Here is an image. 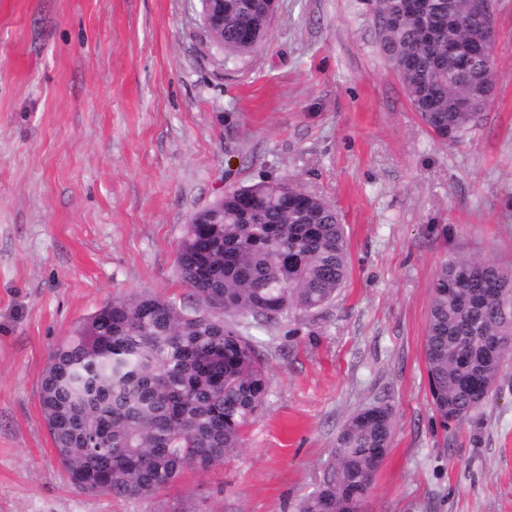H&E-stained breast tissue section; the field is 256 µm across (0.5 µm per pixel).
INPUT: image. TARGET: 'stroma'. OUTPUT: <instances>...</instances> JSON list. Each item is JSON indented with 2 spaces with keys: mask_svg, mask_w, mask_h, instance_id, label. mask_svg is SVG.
Here are the masks:
<instances>
[{
  "mask_svg": "<svg viewBox=\"0 0 512 512\" xmlns=\"http://www.w3.org/2000/svg\"><path fill=\"white\" fill-rule=\"evenodd\" d=\"M494 4L496 88L448 145L363 0H277L233 58L203 39L199 0H0V512H295L375 405L394 431L362 512H512V360L445 429L423 357L439 264L512 267V0ZM267 177L335 205L343 288L256 331L269 389L224 464L147 502L75 490L39 408L51 350L109 300L182 297L184 224Z\"/></svg>",
  "mask_w": 512,
  "mask_h": 512,
  "instance_id": "obj_1",
  "label": "stroma"
}]
</instances>
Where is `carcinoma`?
Segmentation results:
<instances>
[{"label": "carcinoma", "mask_w": 512, "mask_h": 512, "mask_svg": "<svg viewBox=\"0 0 512 512\" xmlns=\"http://www.w3.org/2000/svg\"><path fill=\"white\" fill-rule=\"evenodd\" d=\"M457 0H379L371 16L380 52L412 108L436 137L457 143L484 112L495 71L448 44L470 31L448 22ZM263 0H224L229 55L253 51L268 31ZM463 93L476 104L458 112ZM176 271L180 300L147 293L106 302L57 345L42 372L39 407L53 450L83 493L148 501L193 469L206 472L242 447L268 389L263 330L295 311L330 303L348 277V243L322 194L277 180L230 189L184 227ZM512 269L485 259L440 263L431 289L424 361L443 426L461 425L495 393L512 351ZM387 408L351 415L332 462L298 512H361L390 447Z\"/></svg>", "instance_id": "1"}]
</instances>
